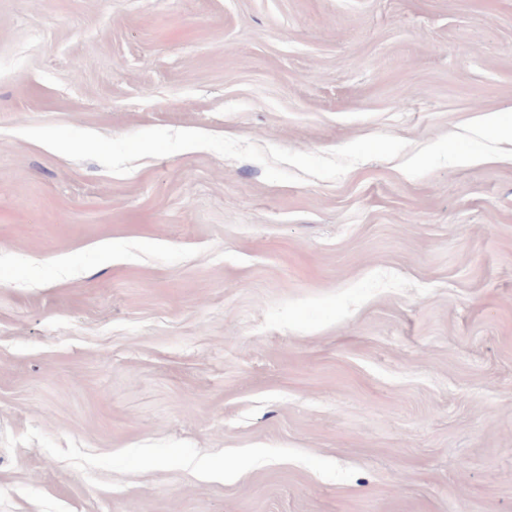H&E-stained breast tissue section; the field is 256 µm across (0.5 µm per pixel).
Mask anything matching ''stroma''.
Wrapping results in <instances>:
<instances>
[{"mask_svg": "<svg viewBox=\"0 0 512 512\" xmlns=\"http://www.w3.org/2000/svg\"><path fill=\"white\" fill-rule=\"evenodd\" d=\"M512 111V0H0V512H512V159L270 182Z\"/></svg>", "mask_w": 512, "mask_h": 512, "instance_id": "obj_1", "label": "stroma"}]
</instances>
